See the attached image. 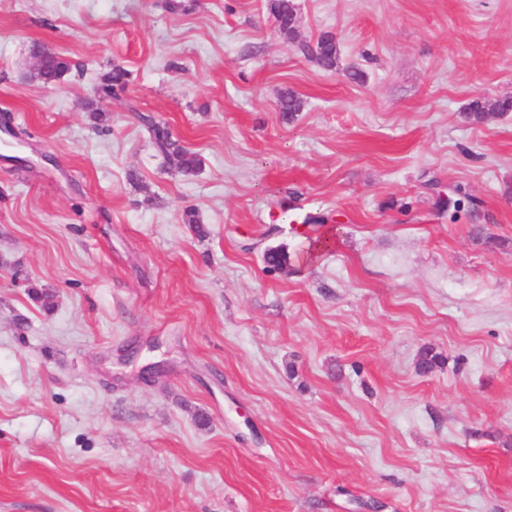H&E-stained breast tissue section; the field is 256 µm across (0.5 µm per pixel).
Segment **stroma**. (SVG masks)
I'll use <instances>...</instances> for the list:
<instances>
[{
  "label": "stroma",
  "instance_id": "1",
  "mask_svg": "<svg viewBox=\"0 0 512 512\" xmlns=\"http://www.w3.org/2000/svg\"><path fill=\"white\" fill-rule=\"evenodd\" d=\"M184 3L0 0V512H512V0ZM269 9L279 22L283 33L291 36L294 32L295 13L292 0H268ZM305 52H309L325 69H332L336 66L338 59V48L335 37L331 34L322 35L314 48L303 47ZM30 55L39 60L34 78L44 85H53L68 72L70 62L61 54L51 51L43 44L34 42L30 46ZM128 72L120 66H114L112 71L105 75L102 83L97 87V93L102 97H111L117 90L125 87ZM147 129L157 151L172 160L178 171L184 175H193L197 172L201 163L197 154L181 147L160 123L149 121Z\"/></svg>",
  "mask_w": 512,
  "mask_h": 512
}]
</instances>
